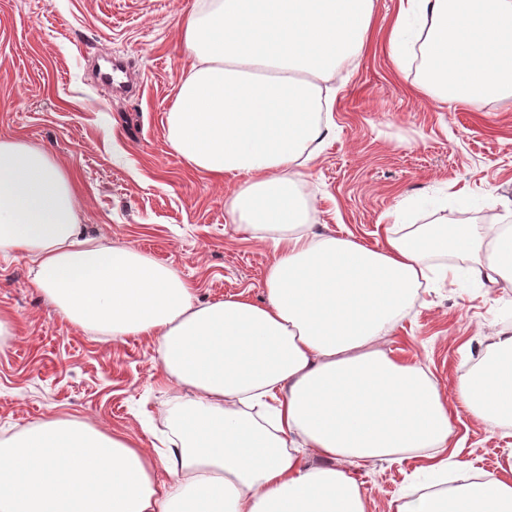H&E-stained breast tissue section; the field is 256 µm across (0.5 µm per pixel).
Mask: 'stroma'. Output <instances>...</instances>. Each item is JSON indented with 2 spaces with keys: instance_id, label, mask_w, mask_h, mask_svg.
Masks as SVG:
<instances>
[{
  "instance_id": "1",
  "label": "stroma",
  "mask_w": 512,
  "mask_h": 512,
  "mask_svg": "<svg viewBox=\"0 0 512 512\" xmlns=\"http://www.w3.org/2000/svg\"><path fill=\"white\" fill-rule=\"evenodd\" d=\"M195 0H0V138L46 149L79 189L87 237L123 244L175 268L200 301L240 295L259 302L272 249L232 224L223 183L172 153L166 114L187 61L177 22ZM398 0H376L369 47L341 72L331 108L332 143L305 180L317 195L314 229L368 243L407 196L446 198L452 224L499 223L512 205V99L448 109L417 95L418 61L396 70L383 32ZM122 60L139 91L97 86L101 52ZM481 198L478 208L463 205ZM0 435L49 416L119 431L151 447L175 396L159 380L153 344L110 339L70 323L30 282L20 252L0 254ZM512 332V288H485L467 275L437 279L391 332L393 356L420 364L452 396L489 339ZM457 458L494 472L512 437L497 421L453 416ZM369 512L412 498L428 476L419 461L353 467Z\"/></svg>"
}]
</instances>
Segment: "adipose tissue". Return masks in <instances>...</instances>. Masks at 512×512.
I'll use <instances>...</instances> for the list:
<instances>
[{
	"instance_id": "adipose-tissue-1",
	"label": "adipose tissue",
	"mask_w": 512,
	"mask_h": 512,
	"mask_svg": "<svg viewBox=\"0 0 512 512\" xmlns=\"http://www.w3.org/2000/svg\"><path fill=\"white\" fill-rule=\"evenodd\" d=\"M375 0H196L178 24L189 61L166 119L173 153L206 177L238 179L228 213L274 254L262 303H199L180 273L134 248L84 238L71 176L45 149L0 138V251L26 253L32 284L72 324L150 338L176 391L163 447L50 417L0 439V512H368L349 464L424 458L439 489L394 512H512L501 473L437 457L452 410L512 426V334L443 397L386 337L431 280V261L470 262L512 287V214L482 232L452 224L431 195L383 243L319 234L302 169L332 135L341 65L369 44ZM395 68L423 58L417 93L476 106L512 94V0H399L385 38Z\"/></svg>"
}]
</instances>
